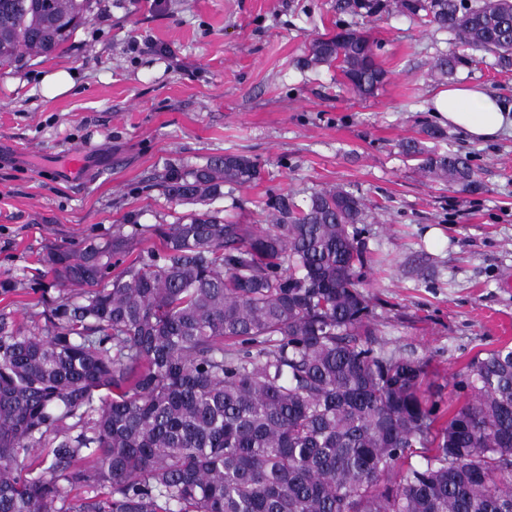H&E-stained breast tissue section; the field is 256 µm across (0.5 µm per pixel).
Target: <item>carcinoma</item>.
<instances>
[{
    "instance_id": "cac0c4a2",
    "label": "carcinoma",
    "mask_w": 512,
    "mask_h": 512,
    "mask_svg": "<svg viewBox=\"0 0 512 512\" xmlns=\"http://www.w3.org/2000/svg\"><path fill=\"white\" fill-rule=\"evenodd\" d=\"M93 0H0V69L47 58ZM446 32L431 72L494 57L512 71V0H339ZM314 39L307 65L338 64L370 96L388 80L380 45L352 24ZM401 144L427 177L482 189L467 155ZM262 178L239 154L163 178L167 199L205 209L153 224L132 261L120 230L44 262L62 286L40 332L0 314V512H512V345L455 375L470 392L440 410L426 363L371 326L358 225L341 186L298 202L272 193L263 224L212 204ZM97 260L93 275L82 261ZM49 449L50 464L39 450ZM424 450L422 462L405 459ZM96 486L100 494L76 491Z\"/></svg>"
}]
</instances>
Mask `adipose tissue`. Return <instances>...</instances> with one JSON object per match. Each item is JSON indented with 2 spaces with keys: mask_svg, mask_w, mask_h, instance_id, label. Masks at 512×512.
<instances>
[{
  "mask_svg": "<svg viewBox=\"0 0 512 512\" xmlns=\"http://www.w3.org/2000/svg\"><path fill=\"white\" fill-rule=\"evenodd\" d=\"M439 122L461 130L474 141H488L512 129V116L497 98L479 83L452 85L431 101Z\"/></svg>",
  "mask_w": 512,
  "mask_h": 512,
  "instance_id": "adipose-tissue-1",
  "label": "adipose tissue"
}]
</instances>
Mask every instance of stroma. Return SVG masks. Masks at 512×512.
Here are the masks:
<instances>
[{
  "instance_id": "1",
  "label": "stroma",
  "mask_w": 512,
  "mask_h": 512,
  "mask_svg": "<svg viewBox=\"0 0 512 512\" xmlns=\"http://www.w3.org/2000/svg\"><path fill=\"white\" fill-rule=\"evenodd\" d=\"M337 2L94 0L58 54L0 70V313L43 325L61 298L49 251L194 212L167 201L158 175L234 153L265 169L216 203L244 222L283 190L303 199L335 184L371 203L361 275L373 324L427 362L440 399L477 353L512 344V134L473 142L450 127L433 141L470 155L474 194L424 177L399 148L434 124L431 99L448 85L484 84L512 109V75L489 56L429 78L447 34L358 18L389 79L357 95L336 66L305 63L311 41L335 33ZM55 69L75 85L49 98L41 77Z\"/></svg>"
}]
</instances>
